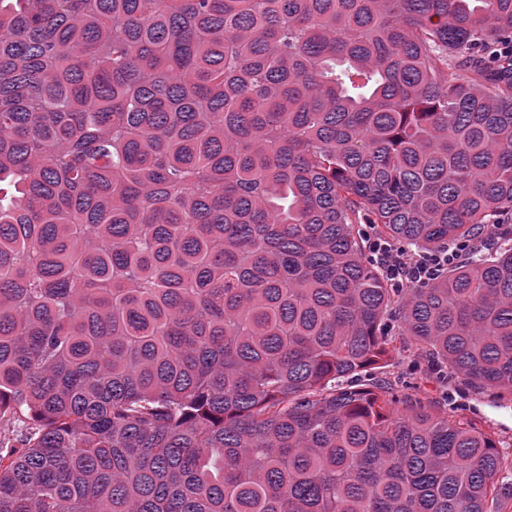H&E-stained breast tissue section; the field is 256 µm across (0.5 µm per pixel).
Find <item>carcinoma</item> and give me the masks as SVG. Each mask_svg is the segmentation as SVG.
<instances>
[{"label": "carcinoma", "mask_w": 512, "mask_h": 512, "mask_svg": "<svg viewBox=\"0 0 512 512\" xmlns=\"http://www.w3.org/2000/svg\"><path fill=\"white\" fill-rule=\"evenodd\" d=\"M512 0H0V512H512ZM370 248L373 254L382 258L385 272L391 280H397V286L402 287L405 282H420L423 275H435L436 271L442 269V263L451 264L456 258L458 250L441 256L423 257L420 254L415 256L406 255L401 249L388 244H381L378 240H372ZM401 355L395 359L390 367L386 369L387 377L392 381L400 379L409 385V393L415 398L422 399L424 402L427 399L441 400L443 387L441 383L427 373V363L420 360L418 366H414L412 359L408 354L421 353L416 347L406 349ZM448 399L457 415L490 423L499 451L512 455V401H499L492 392H481L448 385Z\"/></svg>", "instance_id": "1"}]
</instances>
